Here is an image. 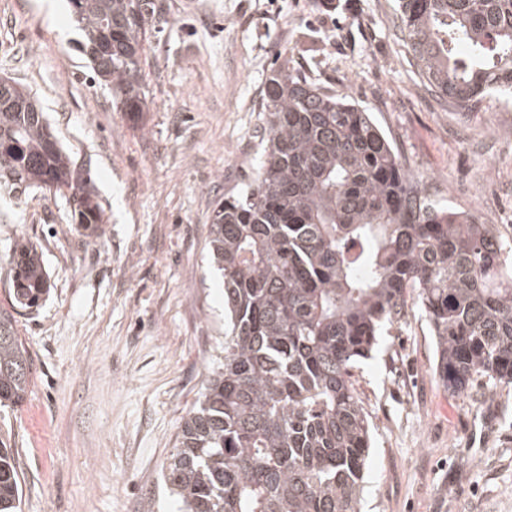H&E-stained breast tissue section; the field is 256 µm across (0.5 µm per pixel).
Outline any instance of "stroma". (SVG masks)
Here are the masks:
<instances>
[{
	"instance_id": "1",
	"label": "stroma",
	"mask_w": 512,
	"mask_h": 512,
	"mask_svg": "<svg viewBox=\"0 0 512 512\" xmlns=\"http://www.w3.org/2000/svg\"><path fill=\"white\" fill-rule=\"evenodd\" d=\"M154 3L135 120L91 81L69 0H0V77L32 90L104 210L91 233L65 197L0 187V306L16 244L36 246L49 276L17 323L26 399L0 408L22 512H177L162 473L224 361L209 215L253 172L279 59L366 106L422 193L512 240V101L487 96L460 125L421 79L394 0ZM434 360L412 311L354 373L373 444L361 512H512V389L449 393Z\"/></svg>"
}]
</instances>
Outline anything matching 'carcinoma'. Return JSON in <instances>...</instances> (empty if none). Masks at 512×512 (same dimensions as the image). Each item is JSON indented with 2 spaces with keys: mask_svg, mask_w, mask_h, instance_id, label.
Returning <instances> with one entry per match:
<instances>
[{
  "mask_svg": "<svg viewBox=\"0 0 512 512\" xmlns=\"http://www.w3.org/2000/svg\"><path fill=\"white\" fill-rule=\"evenodd\" d=\"M79 50L112 105L146 111L149 0H70ZM420 76L446 103L512 98V0H397ZM18 82H0V185L68 193L74 223L104 212ZM251 182L210 217L224 278V364L186 412L164 474L180 512H359L372 448L353 376L380 336L419 311L449 392L512 387V242L429 202L367 108L283 61L266 78ZM0 307V406L22 403L32 362L16 315L49 291L37 248L16 246ZM0 439V512L21 499Z\"/></svg>",
  "mask_w": 512,
  "mask_h": 512,
  "instance_id": "cac0c4a2",
  "label": "carcinoma"
}]
</instances>
